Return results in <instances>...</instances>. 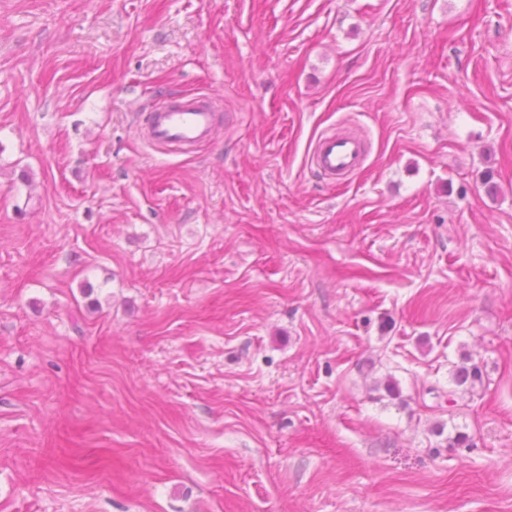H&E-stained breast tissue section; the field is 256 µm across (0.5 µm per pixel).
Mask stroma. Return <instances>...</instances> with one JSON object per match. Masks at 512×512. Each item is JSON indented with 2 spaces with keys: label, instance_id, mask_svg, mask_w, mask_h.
<instances>
[{
  "label": "stroma",
  "instance_id": "1",
  "mask_svg": "<svg viewBox=\"0 0 512 512\" xmlns=\"http://www.w3.org/2000/svg\"><path fill=\"white\" fill-rule=\"evenodd\" d=\"M0 512H512V0H0ZM147 123L151 143L184 149L212 140L218 128L213 98L208 96H181L155 104ZM364 144L351 133L331 132L320 136L311 152V163L326 175L336 178L359 168Z\"/></svg>",
  "mask_w": 512,
  "mask_h": 512
}]
</instances>
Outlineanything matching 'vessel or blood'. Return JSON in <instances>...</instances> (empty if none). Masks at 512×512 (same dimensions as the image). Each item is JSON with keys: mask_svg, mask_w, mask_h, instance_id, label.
I'll list each match as a JSON object with an SVG mask.
<instances>
[{"mask_svg": "<svg viewBox=\"0 0 512 512\" xmlns=\"http://www.w3.org/2000/svg\"><path fill=\"white\" fill-rule=\"evenodd\" d=\"M146 136L159 146L189 149L212 140L217 133L216 109L211 97L182 96L151 107ZM364 144L351 133L320 136L312 149V164L329 176L345 175L359 168Z\"/></svg>", "mask_w": 512, "mask_h": 512, "instance_id": "b4317fda", "label": "vessel or blood"}]
</instances>
